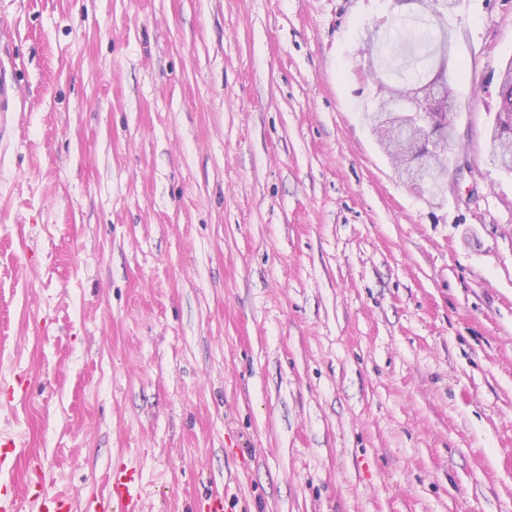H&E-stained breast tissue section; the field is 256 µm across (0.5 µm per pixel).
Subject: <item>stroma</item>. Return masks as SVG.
I'll list each match as a JSON object with an SVG mask.
<instances>
[{
  "label": "stroma",
  "mask_w": 512,
  "mask_h": 512,
  "mask_svg": "<svg viewBox=\"0 0 512 512\" xmlns=\"http://www.w3.org/2000/svg\"><path fill=\"white\" fill-rule=\"evenodd\" d=\"M420 0H0V435L94 512H512V0L448 13L446 190L366 118ZM500 108L497 115V120H499L500 114L503 112H507L512 115V60L510 61V65L505 66L502 72L501 85H500ZM502 124L507 121V114L503 113L502 116ZM407 175L410 181L418 185H426L435 194H442L445 189V181L437 172L433 161L429 158H415L410 163ZM141 483L134 467L125 465L112 469L110 493L106 501L98 503L102 512H142Z\"/></svg>",
  "instance_id": "35a3bbf8"
}]
</instances>
